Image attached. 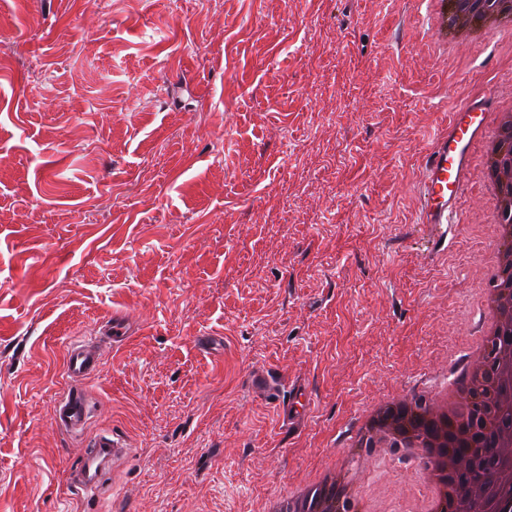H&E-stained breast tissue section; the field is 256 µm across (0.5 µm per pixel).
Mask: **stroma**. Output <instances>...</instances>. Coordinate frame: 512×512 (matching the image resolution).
Here are the masks:
<instances>
[{
    "mask_svg": "<svg viewBox=\"0 0 512 512\" xmlns=\"http://www.w3.org/2000/svg\"><path fill=\"white\" fill-rule=\"evenodd\" d=\"M483 95L512 108V35L452 41L429 0H0V512H255L440 381L479 330L491 204L476 149L436 244L423 167ZM116 315L132 334L66 435L64 346ZM105 432L133 453L75 496ZM371 470L375 512H418V483Z\"/></svg>",
    "mask_w": 512,
    "mask_h": 512,
    "instance_id": "1",
    "label": "stroma"
}]
</instances>
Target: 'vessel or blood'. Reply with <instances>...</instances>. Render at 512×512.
<instances>
[{
	"instance_id": "b4317fda",
	"label": "vessel or blood",
	"mask_w": 512,
	"mask_h": 512,
	"mask_svg": "<svg viewBox=\"0 0 512 512\" xmlns=\"http://www.w3.org/2000/svg\"><path fill=\"white\" fill-rule=\"evenodd\" d=\"M488 113L484 101L472 99L453 112L445 133L429 153L423 171L422 221L447 225L457 217L472 146L481 136ZM95 337H78L66 345L63 373L66 381L79 383L91 376L99 363ZM91 414L84 395L74 388L58 402L55 415L67 433L81 432ZM130 453L116 435L95 439L86 457L70 471V484L80 493L96 488L105 467Z\"/></svg>"
}]
</instances>
